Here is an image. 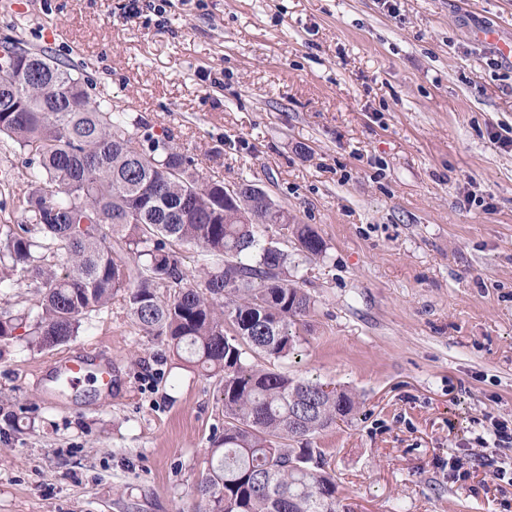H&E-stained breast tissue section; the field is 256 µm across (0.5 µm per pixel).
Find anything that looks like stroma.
<instances>
[{"label":"stroma","mask_w":512,"mask_h":512,"mask_svg":"<svg viewBox=\"0 0 512 512\" xmlns=\"http://www.w3.org/2000/svg\"><path fill=\"white\" fill-rule=\"evenodd\" d=\"M26 2L0 39L324 240L275 368L358 401L311 440L346 512H504L468 445L484 414L512 422V0ZM100 345L117 386L47 405L37 373ZM223 426L222 383L115 298L68 343H0V512H192Z\"/></svg>","instance_id":"stroma-1"}]
</instances>
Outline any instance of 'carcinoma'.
Wrapping results in <instances>:
<instances>
[{
  "mask_svg": "<svg viewBox=\"0 0 512 512\" xmlns=\"http://www.w3.org/2000/svg\"><path fill=\"white\" fill-rule=\"evenodd\" d=\"M23 63L29 86L0 93V139L32 155L27 190L0 181L20 211L0 224V285L31 281L43 293L34 312L0 311V342L22 330L40 349L65 344L122 297L143 331L224 381V431L211 438L197 512H339L324 451L304 441L351 415L355 397L271 367L294 354L314 311L297 258L322 256L323 239L276 203H256L247 180L224 203V182L201 180L162 140L140 143L131 131L139 122L91 98L49 48L1 45L0 88L18 81L12 66ZM73 93L69 109L62 102ZM263 224L291 232L295 255L262 242ZM176 245L211 260L196 282ZM162 286L173 293L160 296Z\"/></svg>",
  "mask_w": 512,
  "mask_h": 512,
  "instance_id": "carcinoma-1",
  "label": "carcinoma"
}]
</instances>
